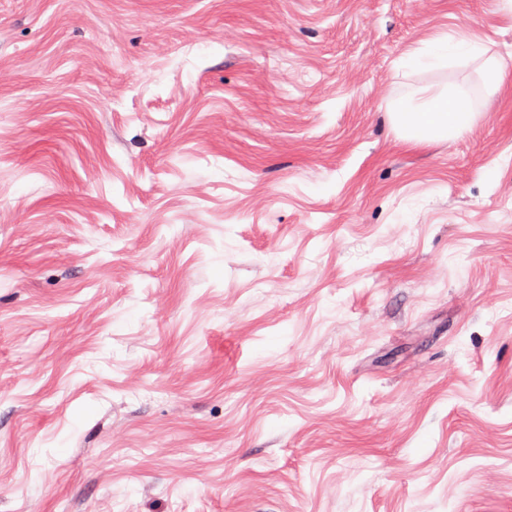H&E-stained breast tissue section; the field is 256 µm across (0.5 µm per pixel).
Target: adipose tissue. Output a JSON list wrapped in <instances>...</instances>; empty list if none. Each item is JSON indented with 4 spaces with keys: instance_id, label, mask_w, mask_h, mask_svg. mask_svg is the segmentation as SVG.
<instances>
[{
    "instance_id": "obj_1",
    "label": "adipose tissue",
    "mask_w": 512,
    "mask_h": 512,
    "mask_svg": "<svg viewBox=\"0 0 512 512\" xmlns=\"http://www.w3.org/2000/svg\"><path fill=\"white\" fill-rule=\"evenodd\" d=\"M485 47L475 40L434 38L427 47L410 51L401 60L403 66L437 70L450 59L482 57ZM478 113L471 101L459 93L423 87L396 104L390 121L405 143L421 146L435 141L452 140L468 131Z\"/></svg>"
}]
</instances>
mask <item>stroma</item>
<instances>
[{
    "instance_id": "obj_1",
    "label": "stroma",
    "mask_w": 512,
    "mask_h": 512,
    "mask_svg": "<svg viewBox=\"0 0 512 512\" xmlns=\"http://www.w3.org/2000/svg\"><path fill=\"white\" fill-rule=\"evenodd\" d=\"M0 512H512V0H0ZM484 54V45L476 40L433 38L428 41L427 47L406 53L401 59V64L405 67L437 70L447 66L450 59L467 57L469 60H475ZM389 116L402 141L421 146L457 138L475 124L478 112L462 94L423 87L396 104Z\"/></svg>"
}]
</instances>
